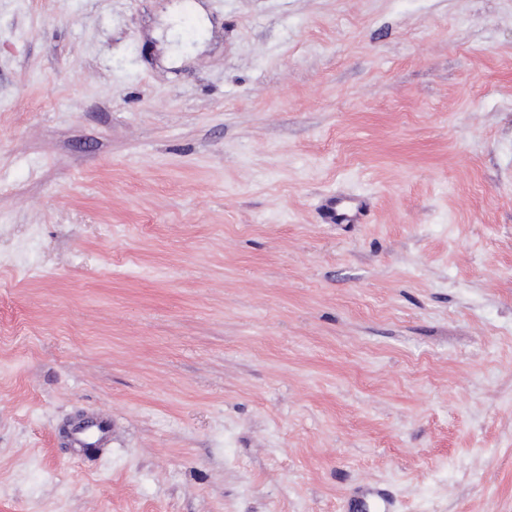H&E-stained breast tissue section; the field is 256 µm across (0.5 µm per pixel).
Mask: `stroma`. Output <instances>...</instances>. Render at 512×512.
I'll use <instances>...</instances> for the list:
<instances>
[{"mask_svg":"<svg viewBox=\"0 0 512 512\" xmlns=\"http://www.w3.org/2000/svg\"><path fill=\"white\" fill-rule=\"evenodd\" d=\"M171 2L0 0V512H512V0Z\"/></svg>","mask_w":512,"mask_h":512,"instance_id":"35a3bbf8","label":"stroma"}]
</instances>
